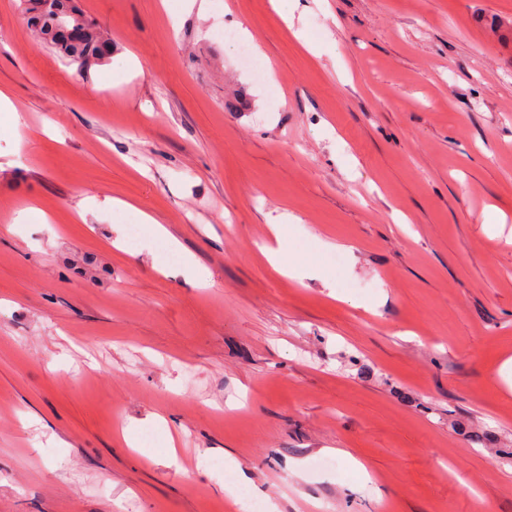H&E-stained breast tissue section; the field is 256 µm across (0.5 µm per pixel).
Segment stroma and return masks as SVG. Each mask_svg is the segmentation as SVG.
Wrapping results in <instances>:
<instances>
[{"label":"stroma","instance_id":"35a3bbf8","mask_svg":"<svg viewBox=\"0 0 512 512\" xmlns=\"http://www.w3.org/2000/svg\"><path fill=\"white\" fill-rule=\"evenodd\" d=\"M78 4L0 0V512H512V0ZM51 1L54 2L53 8L45 7L47 0H23L21 7L28 25L67 65L85 70L112 54V37L104 35L74 0ZM55 29H64L69 34L65 36L58 32L52 36ZM284 216L270 218L269 225L270 231L274 241L278 244V247H274L271 244H264L260 247L262 254L268 259L275 271L280 274H288L290 277H297V270L294 267L295 262L288 260V266L283 264L286 260L288 253L284 252L281 243L287 235L288 224H283L282 219Z\"/></svg>","mask_w":512,"mask_h":512}]
</instances>
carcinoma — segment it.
Here are the masks:
<instances>
[{"label":"carcinoma","instance_id":"1","mask_svg":"<svg viewBox=\"0 0 512 512\" xmlns=\"http://www.w3.org/2000/svg\"><path fill=\"white\" fill-rule=\"evenodd\" d=\"M21 0L27 23L68 65L89 68L112 54V38L88 19L74 0Z\"/></svg>","mask_w":512,"mask_h":512}]
</instances>
